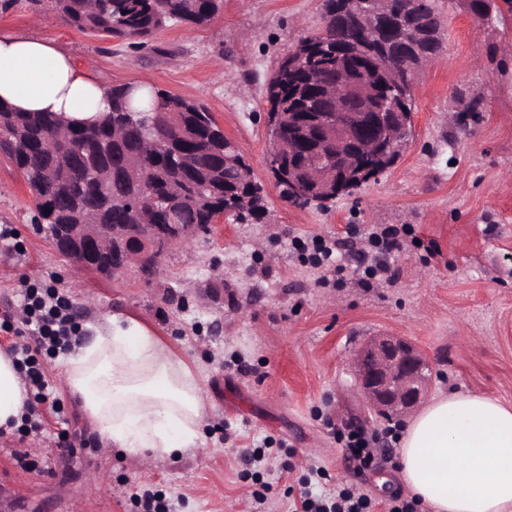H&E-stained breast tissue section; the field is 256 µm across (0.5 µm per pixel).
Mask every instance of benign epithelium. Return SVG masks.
I'll return each mask as SVG.
<instances>
[{
	"mask_svg": "<svg viewBox=\"0 0 512 512\" xmlns=\"http://www.w3.org/2000/svg\"><path fill=\"white\" fill-rule=\"evenodd\" d=\"M311 81L320 89H333L328 97L329 111L299 112L295 122L313 127L314 137L309 149L297 153L293 132L288 139L275 136L277 152L287 151L288 180L297 190L296 202H319L308 190L305 173H315L313 181L325 187L323 195L335 188L336 196L348 191L353 177L369 175L370 168L355 163L366 155L382 168L399 159L406 143L413 116L404 112V102L398 90L383 88L373 92L356 82H331L320 72L310 73ZM211 226L200 224H144L142 232L131 234V225L120 229L117 240H124V248L113 249L106 243L111 230L71 231L65 243L70 253L80 255L76 268L87 269L100 260L109 262L110 275L120 276L135 263L142 275H154L168 250L190 240ZM354 386L367 408L387 419L401 418L415 410L424 399L433 376L429 358L410 339L392 333L379 332L370 336L355 351L350 360Z\"/></svg>",
	"mask_w": 512,
	"mask_h": 512,
	"instance_id": "7a95c632",
	"label": "benign epithelium"
}]
</instances>
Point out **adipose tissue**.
Instances as JSON below:
<instances>
[{"instance_id": "adipose-tissue-1", "label": "adipose tissue", "mask_w": 512, "mask_h": 512, "mask_svg": "<svg viewBox=\"0 0 512 512\" xmlns=\"http://www.w3.org/2000/svg\"><path fill=\"white\" fill-rule=\"evenodd\" d=\"M103 82L48 37L0 34V101L88 126L105 108ZM63 390L78 398L106 448L139 461L178 457L202 442V386L186 359L139 317L115 313L62 358ZM29 398L0 350V432ZM402 480L429 512H512V406L485 392L433 397L399 439Z\"/></svg>"}]
</instances>
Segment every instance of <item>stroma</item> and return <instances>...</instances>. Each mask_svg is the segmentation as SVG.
<instances>
[{
  "mask_svg": "<svg viewBox=\"0 0 512 512\" xmlns=\"http://www.w3.org/2000/svg\"><path fill=\"white\" fill-rule=\"evenodd\" d=\"M438 59L412 90V133L397 163L328 209L281 200L268 169L266 84L280 57L321 32L322 0H224L211 23L173 24L148 46L86 35L52 10L0 0V34L55 40L106 84L142 83L190 96L240 148L268 200L259 221L220 220L173 249L163 271L110 279L73 273L38 228L22 174L0 159V321L20 326L28 286L58 291L76 309L78 335L116 312L146 318L185 356L206 405L201 447L141 470L103 450L77 399L59 392L60 417L40 433L0 440V512H140L146 486L174 512H295L304 489L356 488L379 503L403 492L388 421L367 410L350 358L380 331L406 336L434 362L430 392H490L512 404V22L474 18L462 0H437ZM405 229L392 283L360 287L359 252L373 226ZM337 244L342 272L320 262ZM0 328V350L15 340ZM360 428L376 450L355 470L338 439ZM270 449L268 468L247 466ZM34 469L19 468L14 451Z\"/></svg>",
  "mask_w": 512,
  "mask_h": 512,
  "instance_id": "stroma-1",
  "label": "stroma"
}]
</instances>
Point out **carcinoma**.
Wrapping results in <instances>:
<instances>
[{"mask_svg": "<svg viewBox=\"0 0 512 512\" xmlns=\"http://www.w3.org/2000/svg\"><path fill=\"white\" fill-rule=\"evenodd\" d=\"M223 0H54L52 10L81 32L134 39L145 47L172 23L198 27L212 22ZM363 0H323V31L303 39L296 50L308 53L305 65L336 72V45L355 41L353 60L343 63L368 87L378 90L377 68L388 62L412 92V68H422L443 48L435 0H388L373 17L362 19ZM413 18L401 32L398 17ZM131 83L107 88L106 107L93 125L80 131L82 171L66 176L68 156L52 157L36 148L58 128H73L52 112H17L0 101V154L24 176L40 217L52 236L62 224H210L218 213L240 222L266 215L263 187L250 165L236 155L224 167V150L235 143L224 135L210 110L190 96L150 87L148 107L134 105ZM308 98V84L294 58H281L266 87L267 112L288 123V113Z\"/></svg>", "mask_w": 512, "mask_h": 512, "instance_id": "carcinoma-1", "label": "carcinoma"}]
</instances>
